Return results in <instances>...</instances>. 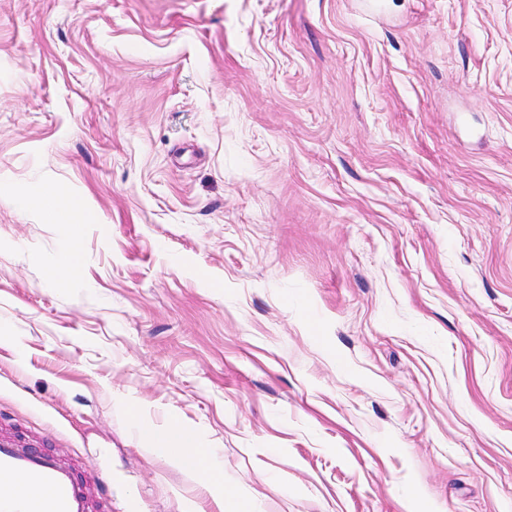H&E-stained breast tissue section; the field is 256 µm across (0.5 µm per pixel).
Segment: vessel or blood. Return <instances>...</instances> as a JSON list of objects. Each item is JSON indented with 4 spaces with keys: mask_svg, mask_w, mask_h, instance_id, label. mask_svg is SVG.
Wrapping results in <instances>:
<instances>
[{
    "mask_svg": "<svg viewBox=\"0 0 512 512\" xmlns=\"http://www.w3.org/2000/svg\"><path fill=\"white\" fill-rule=\"evenodd\" d=\"M29 479L47 489L44 497L15 493L11 482ZM82 482L53 454L0 437V512H92Z\"/></svg>",
    "mask_w": 512,
    "mask_h": 512,
    "instance_id": "obj_1",
    "label": "vessel or blood"
}]
</instances>
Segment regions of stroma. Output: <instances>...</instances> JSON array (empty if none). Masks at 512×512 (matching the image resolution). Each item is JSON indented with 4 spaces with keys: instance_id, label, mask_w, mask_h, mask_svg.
<instances>
[{
    "instance_id": "obj_1",
    "label": "stroma",
    "mask_w": 512,
    "mask_h": 512,
    "mask_svg": "<svg viewBox=\"0 0 512 512\" xmlns=\"http://www.w3.org/2000/svg\"><path fill=\"white\" fill-rule=\"evenodd\" d=\"M0 434L112 512H512V0H0ZM39 208L46 217L51 221H57L60 218L69 217L72 241L69 247L64 249L58 255L50 276L54 281L74 276L77 272V256L76 243L80 238L82 222L79 217L80 208L77 203L68 199L64 193L50 186L43 194L39 202ZM133 427L147 450L165 448L169 457L187 474L196 478L206 472L215 481L223 480V469L215 451L204 453L195 435L176 425L159 431L146 421L135 418Z\"/></svg>"
}]
</instances>
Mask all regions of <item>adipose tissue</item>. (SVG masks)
Masks as SVG:
<instances>
[{"label":"adipose tissue","mask_w":512,"mask_h":512,"mask_svg":"<svg viewBox=\"0 0 512 512\" xmlns=\"http://www.w3.org/2000/svg\"><path fill=\"white\" fill-rule=\"evenodd\" d=\"M133 427L145 449H165L169 457L190 477L206 473L215 481H222L223 469L216 452H203L193 433L175 425L160 431L139 419L134 420Z\"/></svg>","instance_id":"adipose-tissue-1"}]
</instances>
